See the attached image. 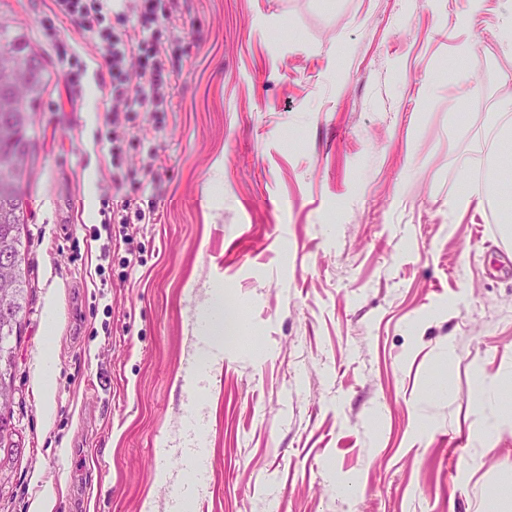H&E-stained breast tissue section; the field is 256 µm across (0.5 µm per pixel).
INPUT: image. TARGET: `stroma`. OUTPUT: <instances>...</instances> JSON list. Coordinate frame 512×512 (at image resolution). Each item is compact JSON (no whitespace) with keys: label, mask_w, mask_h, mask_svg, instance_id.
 <instances>
[{"label":"stroma","mask_w":512,"mask_h":512,"mask_svg":"<svg viewBox=\"0 0 512 512\" xmlns=\"http://www.w3.org/2000/svg\"><path fill=\"white\" fill-rule=\"evenodd\" d=\"M51 7L0 0L47 73L24 204L23 453L0 512H29L46 484L55 512H171L194 407L200 512L274 496L279 512H512V235L481 191L512 157L498 137L512 0H484L471 26L470 0H171L157 33L169 110L116 130L161 219L117 244L88 201L112 192L97 133L126 106L92 33L65 19L46 33ZM217 288L236 337L202 374ZM46 354L48 421L33 385ZM493 411L500 433L477 442Z\"/></svg>","instance_id":"1"}]
</instances>
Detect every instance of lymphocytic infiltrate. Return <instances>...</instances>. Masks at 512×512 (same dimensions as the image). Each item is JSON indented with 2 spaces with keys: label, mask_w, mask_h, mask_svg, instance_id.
Masks as SVG:
<instances>
[{
  "label": "lymphocytic infiltrate",
  "mask_w": 512,
  "mask_h": 512,
  "mask_svg": "<svg viewBox=\"0 0 512 512\" xmlns=\"http://www.w3.org/2000/svg\"><path fill=\"white\" fill-rule=\"evenodd\" d=\"M166 13L167 0H138L136 24L133 30L126 31L122 28L126 21L125 14L105 11L102 0H54L52 16L45 20L44 26L47 32H54L55 19L62 17L93 32L113 98H131L133 104L157 118L166 110L164 89L168 76L156 47L153 30ZM132 52L137 53L140 64V81L134 86L129 85L125 69L126 58ZM120 121V114H113L111 126L105 127L97 135L98 140L109 144L114 168L112 182L115 190L112 196L102 200L103 224L111 226L117 216L129 211L134 212L138 220L152 223L158 216L156 207H135L132 194L137 185L136 174L123 168L119 160L122 149L117 143L113 126Z\"/></svg>",
  "instance_id": "1"
}]
</instances>
